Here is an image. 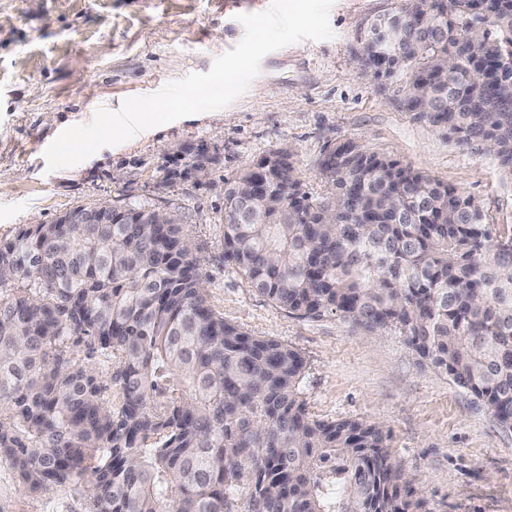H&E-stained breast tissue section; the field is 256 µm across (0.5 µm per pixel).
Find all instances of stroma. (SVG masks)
<instances>
[{
  "mask_svg": "<svg viewBox=\"0 0 512 512\" xmlns=\"http://www.w3.org/2000/svg\"><path fill=\"white\" fill-rule=\"evenodd\" d=\"M270 0H0V238L53 223L73 207L145 204L175 212L197 246L213 310L243 331L298 350L308 413L360 419L391 432L426 512H512V430L501 428L452 379L422 363L405 336L351 333L338 316L289 314L224 260V183L277 149L290 151L307 192L321 195L326 148L353 139L420 168L512 224V183L489 156L463 149L414 120L399 87L360 75L364 27L400 0H335L334 36L264 57L259 76L229 106L168 124L79 165L47 172L44 152L96 110L119 109L213 60L243 36L239 13ZM207 143L218 162L203 179H168L178 149ZM77 485L32 492L0 459V512H87Z\"/></svg>",
  "mask_w": 512,
  "mask_h": 512,
  "instance_id": "obj_1",
  "label": "stroma"
}]
</instances>
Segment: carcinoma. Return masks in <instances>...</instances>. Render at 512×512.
<instances>
[{
    "label": "carcinoma",
    "instance_id": "obj_1",
    "mask_svg": "<svg viewBox=\"0 0 512 512\" xmlns=\"http://www.w3.org/2000/svg\"><path fill=\"white\" fill-rule=\"evenodd\" d=\"M405 0L395 53L374 76L401 105L512 179V0ZM377 38L360 37L356 61ZM192 170L217 156L180 148ZM302 191L275 151L224 189V258L272 303L352 331L397 328L512 429V226L471 195L349 139ZM102 224H32L0 239V459L22 486L80 484L89 512H425L389 431L319 420L305 362L208 304L182 224L146 205L77 206Z\"/></svg>",
    "mask_w": 512,
    "mask_h": 512
}]
</instances>
